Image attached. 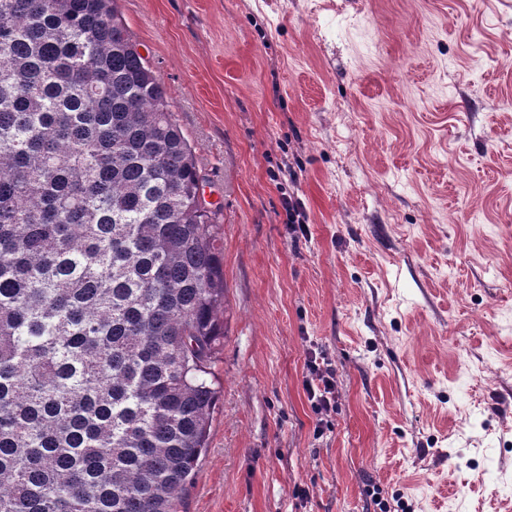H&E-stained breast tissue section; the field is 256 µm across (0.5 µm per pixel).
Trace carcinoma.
Instances as JSON below:
<instances>
[{
	"label": "carcinoma",
	"instance_id": "carcinoma-1",
	"mask_svg": "<svg viewBox=\"0 0 512 512\" xmlns=\"http://www.w3.org/2000/svg\"><path fill=\"white\" fill-rule=\"evenodd\" d=\"M118 0H0V512H178L224 342L217 211Z\"/></svg>",
	"mask_w": 512,
	"mask_h": 512
}]
</instances>
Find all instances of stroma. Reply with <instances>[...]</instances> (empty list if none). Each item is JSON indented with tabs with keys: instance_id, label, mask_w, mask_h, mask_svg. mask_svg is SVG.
<instances>
[{
	"instance_id": "obj_1",
	"label": "stroma",
	"mask_w": 512,
	"mask_h": 512,
	"mask_svg": "<svg viewBox=\"0 0 512 512\" xmlns=\"http://www.w3.org/2000/svg\"><path fill=\"white\" fill-rule=\"evenodd\" d=\"M119 8L222 211V389L181 512H379L376 486L512 512V0ZM285 210L288 214V231L294 237L306 236L308 228L306 225V214L300 201L289 197L285 199ZM307 377L305 391L308 401L318 416L316 431L321 434L328 426L326 417L336 409V375L323 352L310 349L306 356Z\"/></svg>"
}]
</instances>
